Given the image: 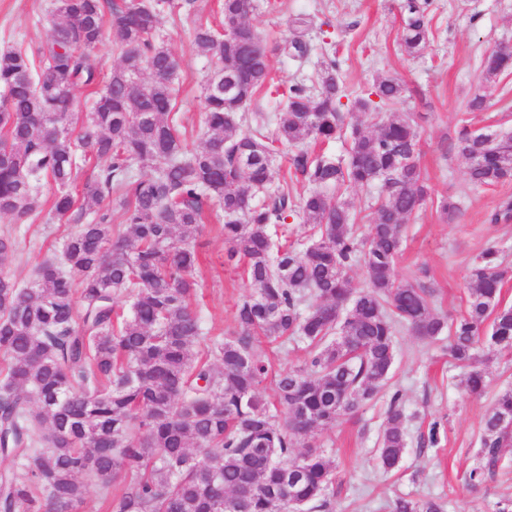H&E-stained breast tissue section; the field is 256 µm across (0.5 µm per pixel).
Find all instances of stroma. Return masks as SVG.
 I'll return each mask as SVG.
<instances>
[{"label":"stroma","instance_id":"35a3bbf8","mask_svg":"<svg viewBox=\"0 0 512 512\" xmlns=\"http://www.w3.org/2000/svg\"><path fill=\"white\" fill-rule=\"evenodd\" d=\"M53 0H0V51L36 53L51 34ZM400 0H252L248 16L263 38L274 87L258 95L261 108L278 115L286 106L289 86L310 83L325 52L335 53L345 86L369 88L378 74L400 78L408 92L401 108L411 113L421 133L420 165L435 200L448 198L458 207L454 222L443 223L433 204L408 225L395 266L399 279L418 269L429 272L432 306L456 318L466 307L469 275L478 255L500 250L512 266V219L494 221L504 201H512V181L473 188L467 181L468 161L451 150L462 125L475 130L512 129V73L497 78L490 105L482 112L468 108L484 85L481 66L490 50L512 47V0H432L429 41L418 55L407 54L400 41ZM220 0H171L162 34L178 61L180 85L176 110L187 151L203 146L202 90L211 74L209 58L193 43L198 26L218 27ZM302 33L310 55L300 62L279 50L282 40ZM220 218H211L194 240L199 254L196 276L201 283L196 306L209 335L230 336L236 330L238 304L251 288L242 266L226 262ZM74 225L41 214L26 221L0 216V234H11L18 254L9 273L19 282L33 279L42 262L57 259ZM487 375L482 397L469 396L460 385L463 367L448 353L447 339L425 342L407 329L397 335V357L387 385L352 416L318 432L315 443L332 450L339 480L322 512H390L399 496L440 500L445 512H498L512 500V448L503 449L493 476L468 488L465 476L475 465L481 421L499 391L512 386V354L481 352ZM403 396L408 447L399 467L383 472L375 465L376 441L386 421L389 397ZM438 423V441L422 439Z\"/></svg>","mask_w":512,"mask_h":512}]
</instances>
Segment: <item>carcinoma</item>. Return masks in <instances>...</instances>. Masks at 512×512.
<instances>
[{"label":"carcinoma","mask_w":512,"mask_h":512,"mask_svg":"<svg viewBox=\"0 0 512 512\" xmlns=\"http://www.w3.org/2000/svg\"><path fill=\"white\" fill-rule=\"evenodd\" d=\"M167 4L54 0L38 58L0 51V214L42 212L34 181L45 177L57 187L49 214L77 226L58 261L40 264L28 284L4 272L18 245L0 237V457L12 462L0 472V512H74L91 487L112 498L111 512H224L226 499L235 512L324 508L338 472L310 439L384 389L398 326L425 341L450 336L449 353L466 368L463 387L476 397L487 388L479 345L512 351V307L501 306L512 271L495 249L479 255L467 309L451 321L432 309L430 286L394 274L404 225L432 201L413 119L378 113L405 98V84L377 76L354 98L374 131L347 126L343 82L328 57L316 85L288 87L285 112L267 135L264 113L248 112L272 80L265 45L247 20L249 0H223V32H194L213 72L203 88L207 139L189 153L175 112L177 62L158 36ZM429 5L400 4L410 55L428 41ZM107 30L121 62L103 85L97 50ZM282 52L302 60L309 46L287 39ZM482 64L491 83L512 72V52L493 50ZM151 65L159 76L146 82ZM78 88L95 98L75 135ZM341 137L349 146L339 157L310 150ZM277 144L289 148L292 174L314 186L299 207L287 178L274 184ZM453 148L469 161L472 185L512 181V132L464 125ZM79 159L102 167L76 196ZM136 164L158 168L137 178ZM376 181L386 193L365 235L342 194ZM215 206L224 212L227 261L244 264L252 293L237 307L236 334L208 340L192 301L201 287L193 240ZM115 209L121 224L112 223ZM298 209L309 229L288 246L282 239ZM357 264L361 289L350 277ZM121 295L125 313L114 306ZM264 342H291L306 359L275 373ZM268 379L269 400L261 393ZM400 398L391 395L377 439L375 461L386 472L408 444ZM511 421L510 387L483 415L484 464L471 469L468 487L512 447ZM117 485L123 490L113 496ZM390 509L443 505L400 496Z\"/></svg>","instance_id":"cac0c4a2"}]
</instances>
